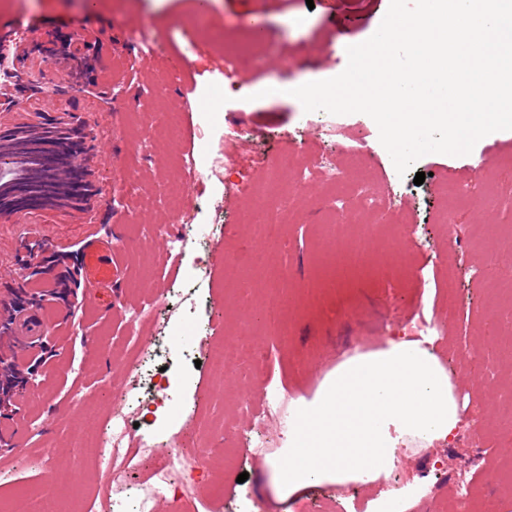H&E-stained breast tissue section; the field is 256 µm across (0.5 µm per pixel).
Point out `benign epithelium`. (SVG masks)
<instances>
[{
  "label": "benign epithelium",
  "mask_w": 512,
  "mask_h": 512,
  "mask_svg": "<svg viewBox=\"0 0 512 512\" xmlns=\"http://www.w3.org/2000/svg\"><path fill=\"white\" fill-rule=\"evenodd\" d=\"M29 125L12 126L0 122V168H8L24 147L39 149L43 179L52 186L45 195L35 184L9 181L0 185V219L44 209H70L81 206L96 188L90 180L86 128L68 112L50 115L35 113ZM17 360L9 349H0V408L13 405L19 387L13 372Z\"/></svg>",
  "instance_id": "7a95c632"
}]
</instances>
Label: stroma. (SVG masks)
Here are the masks:
<instances>
[{"mask_svg":"<svg viewBox=\"0 0 512 512\" xmlns=\"http://www.w3.org/2000/svg\"><path fill=\"white\" fill-rule=\"evenodd\" d=\"M388 7L389 0H95L91 7L83 0H0V28L24 24L31 31L25 54L0 75V92L12 93L21 105L0 119L21 123L37 108L80 113L93 135L89 165L97 186L87 209L41 210L0 222V268L22 271V242L31 228L46 229L49 239L44 275L19 285L0 280V296L18 286L41 296L49 321L43 362L16 394V412L0 415V429L9 428L19 441L0 458V506L34 498L47 485L48 473L37 466L43 450L52 449L58 459L71 456L70 411L109 417L110 392L130 382L113 363L126 344L123 312L149 297L158 314L143 335L185 336L193 354L184 357L176 346L169 359L148 362L154 384L168 387L170 397L152 405L136 436L148 441L156 458L180 451L189 425L236 430L226 442L210 445L214 457L225 458L223 471L199 470L181 496L161 487L148 468L139 469L136 483L158 506L174 512H296L308 504L312 512H333L341 504L357 512V503L400 493L405 512H431L436 499L458 500L452 475L479 457L484 472L471 484L474 512L489 502L512 512V468L502 465L504 451L493 441L504 425L500 400L512 391V359L491 349L503 309L512 302L499 288L512 282V250L498 244L512 225V130L483 137L464 156L424 155L402 176L371 117L307 112L284 92L297 82L340 74L347 47L373 35ZM132 25L153 31L152 51L129 43ZM173 69L181 72L179 83L154 96V83ZM272 84L281 94H267ZM216 98L222 110L209 112ZM170 106L184 115L178 145L159 122ZM228 120L245 127L244 142H225ZM349 147L364 151V164L334 188L319 179L296 185L290 173L275 186L266 180V168L282 151L314 168L326 159L343 164ZM208 148L234 158L229 177L243 193L226 195L223 182L207 174L185 187L195 206L183 257L176 261L151 231L175 217L156 195L177 181L181 153ZM419 172L426 179L418 186ZM358 179L370 182L381 206L405 217L414 232L397 240L389 229L376 228L367 264L350 268L345 260L357 247L358 226L374 219L354 207L337 228L328 205L350 198ZM444 185L466 186L467 193L441 197ZM273 193L292 198L281 269H244L239 281L218 280L227 250L252 246L241 212ZM94 237L112 240L122 267L118 290L94 289L81 271L82 252ZM397 247L412 256L408 269L394 265ZM272 285L288 296L281 337L264 335L259 324L257 304ZM420 306L439 315L450 306L456 311L455 321L441 322L427 344L454 385L462 417L455 437L400 446L395 469L375 482H317L286 499L275 497L266 462L285 446L289 410L277 409L254 425L240 411L245 389L237 377L216 380L205 365L209 347L229 333L262 344L269 359L259 379L309 398L350 353L378 350L396 336L419 338L412 314ZM467 347L477 348L478 356L463 357ZM218 386L224 396L214 403L208 394ZM477 429L485 441L473 448L468 436ZM437 460L450 480L437 476ZM103 478L97 460L81 466L59 495L61 512H83ZM230 481L233 495L201 506L211 484Z\"/></svg>","mask_w":512,"mask_h":512,"instance_id":"1","label":"stroma"}]
</instances>
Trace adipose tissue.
<instances>
[{"label": "adipose tissue", "instance_id": "1", "mask_svg": "<svg viewBox=\"0 0 512 512\" xmlns=\"http://www.w3.org/2000/svg\"><path fill=\"white\" fill-rule=\"evenodd\" d=\"M460 423L448 374L421 341L391 339L357 353L299 399L285 454L272 461L287 495L314 482H373L388 476L399 441H447Z\"/></svg>", "mask_w": 512, "mask_h": 512}]
</instances>
